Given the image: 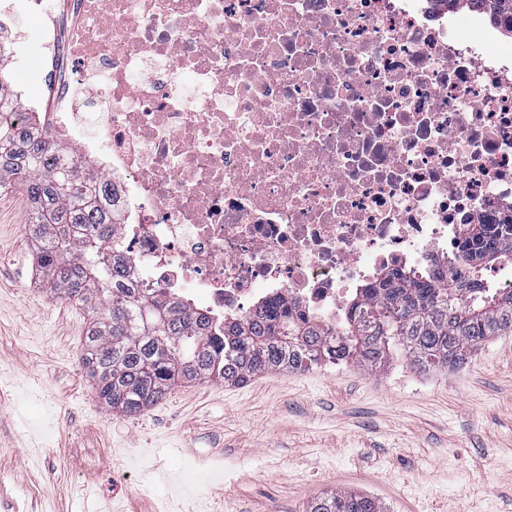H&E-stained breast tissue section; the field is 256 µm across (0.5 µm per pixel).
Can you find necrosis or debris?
Masks as SVG:
<instances>
[{"label": "necrosis or debris", "instance_id": "1", "mask_svg": "<svg viewBox=\"0 0 512 512\" xmlns=\"http://www.w3.org/2000/svg\"><path fill=\"white\" fill-rule=\"evenodd\" d=\"M14 35L97 75L41 124L107 180L137 288L212 318L429 277L512 210V41L445 0H67ZM52 83L46 101L61 105Z\"/></svg>", "mask_w": 512, "mask_h": 512}]
</instances>
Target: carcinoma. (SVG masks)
Returning a JSON list of instances; mask_svg holds the SVG:
<instances>
[{
    "label": "carcinoma",
    "mask_w": 512,
    "mask_h": 512,
    "mask_svg": "<svg viewBox=\"0 0 512 512\" xmlns=\"http://www.w3.org/2000/svg\"><path fill=\"white\" fill-rule=\"evenodd\" d=\"M447 2L453 8L490 3V18L512 35V0ZM8 187L30 203L44 286L94 304L84 364L99 400L126 415L144 411L180 382L242 385L261 374L340 363L378 371L396 350L418 372L452 370L487 339L512 335V289L484 275L493 263L512 264V213L469 225L445 269L431 279L395 270L359 289L337 331L282 299L263 304L253 317L217 323L153 288L128 287L120 255L100 234L103 225L117 223L109 182L90 196L77 163L61 159L48 131L31 119L0 122V189ZM308 512L387 508L369 494L332 491Z\"/></svg>",
    "instance_id": "cac0c4a2"
}]
</instances>
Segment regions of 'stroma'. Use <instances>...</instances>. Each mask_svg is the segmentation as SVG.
Masks as SVG:
<instances>
[{
  "mask_svg": "<svg viewBox=\"0 0 512 512\" xmlns=\"http://www.w3.org/2000/svg\"><path fill=\"white\" fill-rule=\"evenodd\" d=\"M30 207L0 190V512H307L329 491L389 512H512V335L456 370L402 354L181 383L129 417L83 363L90 305L38 282Z\"/></svg>",
  "mask_w": 512,
  "mask_h": 512,
  "instance_id": "1",
  "label": "stroma"
}]
</instances>
